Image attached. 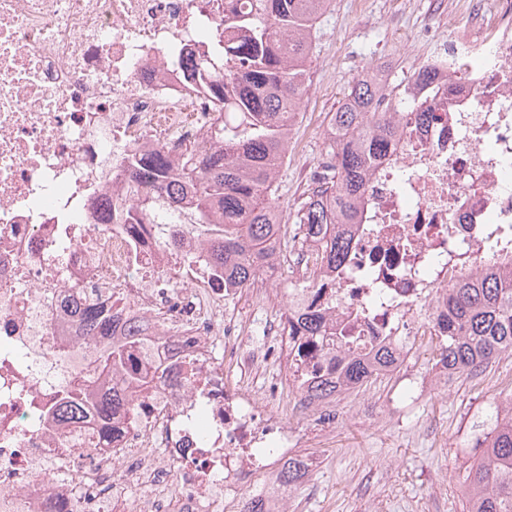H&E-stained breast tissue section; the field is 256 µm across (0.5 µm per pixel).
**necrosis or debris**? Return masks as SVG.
Masks as SVG:
<instances>
[{
	"label": "necrosis or debris",
	"mask_w": 512,
	"mask_h": 512,
	"mask_svg": "<svg viewBox=\"0 0 512 512\" xmlns=\"http://www.w3.org/2000/svg\"><path fill=\"white\" fill-rule=\"evenodd\" d=\"M223 21L224 0H0V512H288L291 418L320 439L335 430L353 361L402 392L435 390L447 365L409 359L449 288L512 273V0L449 22L429 60L437 81L406 86L425 115L374 165L339 267L312 271L310 238L280 255L278 224L289 292L267 271L228 286L208 225L109 221L144 150L212 147L222 115L189 92L185 59L216 52ZM245 294L270 312L240 318ZM68 297L118 300L111 335H83ZM310 311L323 335L303 330ZM228 345L242 382L225 377ZM113 349L127 360L94 376ZM90 376L84 419H53ZM325 380L335 397H315ZM116 387L124 402L102 419L96 404Z\"/></svg>",
	"instance_id": "necrosis-or-debris-1"
}]
</instances>
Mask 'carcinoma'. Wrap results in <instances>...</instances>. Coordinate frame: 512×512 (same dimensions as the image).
Returning <instances> with one entry per match:
<instances>
[{
    "instance_id": "carcinoma-1",
    "label": "carcinoma",
    "mask_w": 512,
    "mask_h": 512,
    "mask_svg": "<svg viewBox=\"0 0 512 512\" xmlns=\"http://www.w3.org/2000/svg\"><path fill=\"white\" fill-rule=\"evenodd\" d=\"M216 34L225 64L187 57L200 86L212 94L224 124L215 145L189 150L178 163L161 148L144 151L127 191L132 207L117 202L122 218L141 224L157 215L163 224H220L210 258L224 280L246 285L268 265L276 180L306 91V67L316 23L332 0H237ZM393 92L375 75L357 79L345 102L330 115L336 137L327 139L315 187L299 203L296 223L303 234L325 239L313 268L339 265L347 250L340 226L350 223L375 161L393 142L400 121L411 113L392 101ZM73 314L90 335L112 325L97 302L74 303ZM436 343L448 371L486 368L512 351V285L489 271L448 289V320ZM83 385L70 389L54 407L61 421L78 422ZM466 512H512V415L503 416L480 458L464 476Z\"/></svg>"
}]
</instances>
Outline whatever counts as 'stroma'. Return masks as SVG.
Returning a JSON list of instances; mask_svg holds the SVG:
<instances>
[{"instance_id": "obj_1", "label": "stroma", "mask_w": 512, "mask_h": 512, "mask_svg": "<svg viewBox=\"0 0 512 512\" xmlns=\"http://www.w3.org/2000/svg\"><path fill=\"white\" fill-rule=\"evenodd\" d=\"M460 0H333L316 26L307 64L302 117L277 179L275 203L294 222L307 169L325 152L321 132L353 82L368 71L386 73L391 86L412 80L434 52L420 28L439 7ZM512 399V353L500 354L481 376L461 374L447 387L397 398L391 421L370 427L345 409L332 441L316 446L311 424L296 421L300 455L314 460L288 495L291 512H462L463 478L479 449L459 455L461 431L477 412Z\"/></svg>"}]
</instances>
